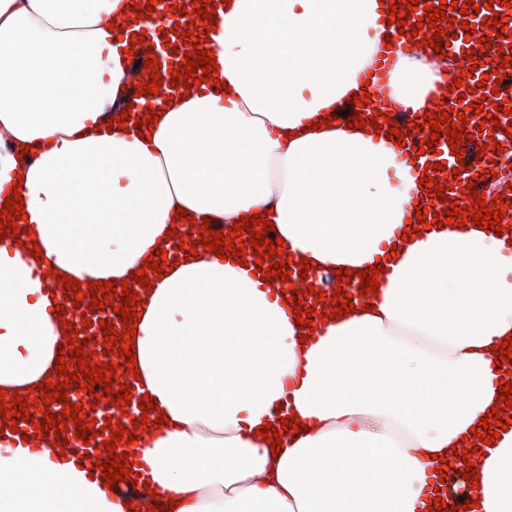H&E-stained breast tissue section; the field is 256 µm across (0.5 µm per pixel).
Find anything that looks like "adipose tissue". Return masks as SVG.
I'll return each instance as SVG.
<instances>
[{
	"instance_id": "1",
	"label": "adipose tissue",
	"mask_w": 512,
	"mask_h": 512,
	"mask_svg": "<svg viewBox=\"0 0 512 512\" xmlns=\"http://www.w3.org/2000/svg\"><path fill=\"white\" fill-rule=\"evenodd\" d=\"M129 0H0V207L21 193L35 236L0 241V390L54 370L56 272L122 281L177 208L231 224L257 212L316 279L384 259L370 309L302 333L281 283L202 252L155 282L136 360L167 421L133 456L174 512H425L440 458L500 396L491 347L512 333V241L449 224L403 241L420 172L398 140L315 129L360 92L395 26L378 0H230L207 44L228 93L160 105L150 136L116 119L141 20ZM444 78L419 49L389 71L397 105ZM44 259L36 261L33 246ZM297 416L279 456L257 431ZM475 512H512V424L482 454ZM49 439L0 435V512H130Z\"/></svg>"
}]
</instances>
